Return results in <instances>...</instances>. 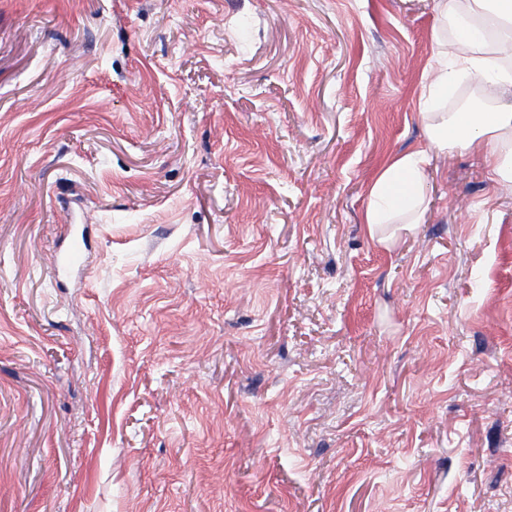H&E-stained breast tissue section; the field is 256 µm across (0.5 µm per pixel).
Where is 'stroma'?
Wrapping results in <instances>:
<instances>
[{
    "label": "stroma",
    "instance_id": "stroma-1",
    "mask_svg": "<svg viewBox=\"0 0 512 512\" xmlns=\"http://www.w3.org/2000/svg\"><path fill=\"white\" fill-rule=\"evenodd\" d=\"M439 26L0 0V512H512V186L438 154L363 225Z\"/></svg>",
    "mask_w": 512,
    "mask_h": 512
}]
</instances>
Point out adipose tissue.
Here are the masks:
<instances>
[{
	"label": "adipose tissue",
	"mask_w": 512,
	"mask_h": 512,
	"mask_svg": "<svg viewBox=\"0 0 512 512\" xmlns=\"http://www.w3.org/2000/svg\"><path fill=\"white\" fill-rule=\"evenodd\" d=\"M442 21L455 22L453 39L443 43L436 78L421 94L418 107L427 145L397 155L376 175L369 190L364 222L369 236L385 224L405 232L420 224L428 207L426 166L430 152L462 149L482 153L492 179L512 182V0H435ZM481 81L486 107L441 111L460 80Z\"/></svg>",
	"instance_id": "1"
}]
</instances>
